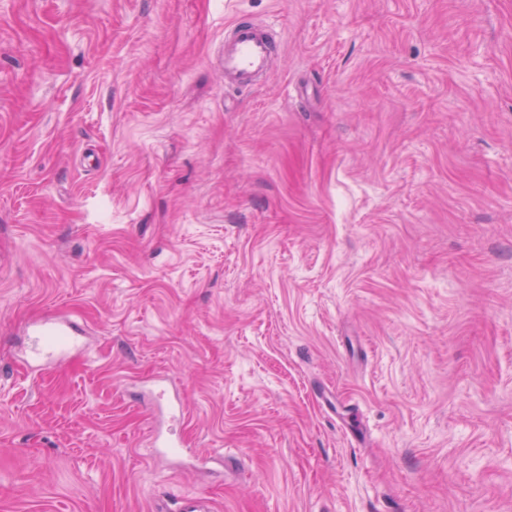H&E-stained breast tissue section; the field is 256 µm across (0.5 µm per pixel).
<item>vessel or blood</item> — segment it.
Returning <instances> with one entry per match:
<instances>
[{
  "mask_svg": "<svg viewBox=\"0 0 512 512\" xmlns=\"http://www.w3.org/2000/svg\"><path fill=\"white\" fill-rule=\"evenodd\" d=\"M277 49L265 25L235 19L224 27V80L232 86L253 87L270 74ZM29 361L36 367L63 366L71 353H86L81 330L72 320L46 317L31 325Z\"/></svg>",
  "mask_w": 512,
  "mask_h": 512,
  "instance_id": "b4317fda",
  "label": "vessel or blood"
}]
</instances>
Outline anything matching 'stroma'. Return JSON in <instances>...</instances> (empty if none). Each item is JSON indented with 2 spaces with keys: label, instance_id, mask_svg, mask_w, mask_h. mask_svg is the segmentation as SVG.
Masks as SVG:
<instances>
[{
  "label": "stroma",
  "instance_id": "stroma-1",
  "mask_svg": "<svg viewBox=\"0 0 512 512\" xmlns=\"http://www.w3.org/2000/svg\"><path fill=\"white\" fill-rule=\"evenodd\" d=\"M189 495L512 512V0H0V512ZM277 49L265 25L237 18L224 26V82L251 88L270 74ZM29 362L42 368L62 367L72 352L86 354L79 326L72 320L55 317L39 318L31 325Z\"/></svg>",
  "mask_w": 512,
  "mask_h": 512
}]
</instances>
